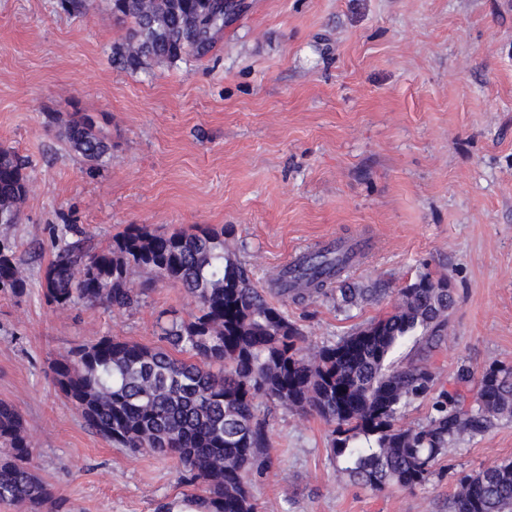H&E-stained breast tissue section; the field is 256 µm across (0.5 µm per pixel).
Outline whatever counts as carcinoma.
Listing matches in <instances>:
<instances>
[{
    "label": "carcinoma",
    "mask_w": 512,
    "mask_h": 512,
    "mask_svg": "<svg viewBox=\"0 0 512 512\" xmlns=\"http://www.w3.org/2000/svg\"><path fill=\"white\" fill-rule=\"evenodd\" d=\"M108 7L129 24L112 45V61L131 71L205 56L231 19L224 0H109ZM60 136L92 167L111 155L112 144L85 112L73 113ZM28 165L0 146L1 226L21 220ZM232 233L208 224L173 233L130 224L99 248L84 239L56 245L43 279L48 303L59 309L138 305L144 289L128 281L135 269L178 284L194 299L188 317L161 325L164 345L94 337L56 361L53 372L89 428L113 445L177 457L183 484L193 488L187 500L203 512H257L248 479L268 451L278 408L330 425L336 470L375 492L426 485L457 439L512 417L511 365L492 364L477 379L462 366L458 388L437 389L427 354L444 340L455 304L448 277H418L397 290L391 312L307 352L301 329L229 252ZM350 260L314 250L299 270L278 275L276 293L294 303L334 298L347 309L387 292L336 278ZM26 287L13 245L1 239L0 288L20 296ZM409 343L422 355L397 361ZM425 399L431 402L425 420L403 425L409 408ZM33 452L21 414L0 402V500L59 508L34 471ZM449 512H512V460L462 475Z\"/></svg>",
    "instance_id": "1"
}]
</instances>
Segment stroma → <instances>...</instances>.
<instances>
[{
    "mask_svg": "<svg viewBox=\"0 0 512 512\" xmlns=\"http://www.w3.org/2000/svg\"><path fill=\"white\" fill-rule=\"evenodd\" d=\"M203 58L115 67L125 26L107 9L0 0V144L29 159L20 223L0 228L27 278L0 291V401L15 406L40 479L67 512H156L181 498V465L129 454L92 431L53 364L94 336L160 345L158 319L195 307L182 288L133 271L139 306L59 309L41 282L58 227L101 246L127 225L160 232L229 225L235 258L263 288L294 251L334 235L364 241L346 272L392 290L448 276L455 305L430 362L512 365V0H244ZM95 117L112 143L98 170L57 131ZM392 295L341 311L288 304L306 347L390 312ZM331 428L279 411L260 512H448L461 473L512 459V419L462 437L452 465L415 491L376 493L329 459Z\"/></svg>",
    "mask_w": 512,
    "mask_h": 512,
    "instance_id": "35a3bbf8",
    "label": "stroma"
}]
</instances>
